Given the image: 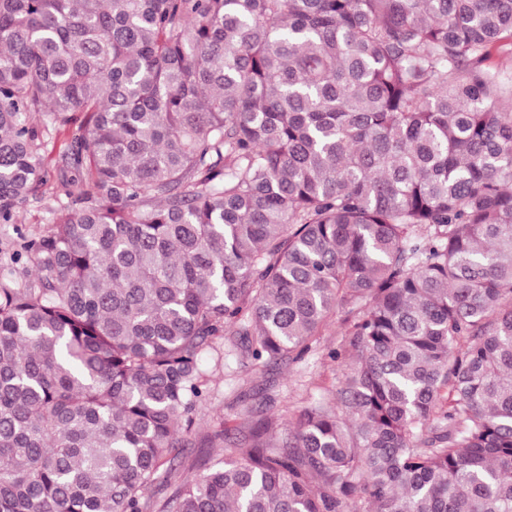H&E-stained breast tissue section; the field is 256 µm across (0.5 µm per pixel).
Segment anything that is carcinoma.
<instances>
[{
	"label": "carcinoma",
	"mask_w": 512,
	"mask_h": 512,
	"mask_svg": "<svg viewBox=\"0 0 512 512\" xmlns=\"http://www.w3.org/2000/svg\"><path fill=\"white\" fill-rule=\"evenodd\" d=\"M512 0H0V512H512ZM40 115L33 121V115ZM339 405L183 471L199 358ZM72 130L58 131L46 140L41 151L45 184L21 211L19 224H0V267L11 264L10 256L19 249L23 237L46 234L51 228V210L56 206L60 172L66 165Z\"/></svg>",
	"instance_id": "cac0c4a2"
}]
</instances>
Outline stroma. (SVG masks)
Masks as SVG:
<instances>
[{
  "label": "stroma",
  "instance_id": "stroma-1",
  "mask_svg": "<svg viewBox=\"0 0 512 512\" xmlns=\"http://www.w3.org/2000/svg\"><path fill=\"white\" fill-rule=\"evenodd\" d=\"M72 133L61 130L49 138L41 152L45 183L38 195L21 211L18 223L0 224V264L9 262L23 238L47 233L56 205L60 172L66 165ZM348 325L344 313H336L322 330L311 350L293 364H272L256 369L241 365L232 349V336H225L216 349H206L200 360L208 382L209 399L194 416V433L186 454L192 459L216 463L224 458L219 446H209L206 437L215 427L225 435L268 421L270 436L294 429L312 404L335 405L341 387L342 366L330 351H346Z\"/></svg>",
  "mask_w": 512,
  "mask_h": 512
}]
</instances>
